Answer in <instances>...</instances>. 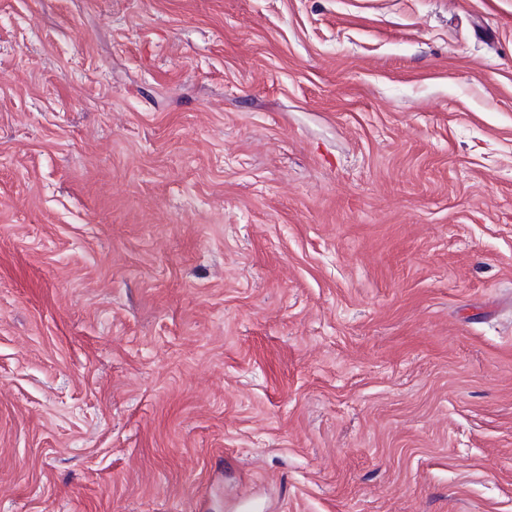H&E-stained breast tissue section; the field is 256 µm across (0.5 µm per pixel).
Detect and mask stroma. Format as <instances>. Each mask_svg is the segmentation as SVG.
Instances as JSON below:
<instances>
[{
	"instance_id": "stroma-1",
	"label": "stroma",
	"mask_w": 512,
	"mask_h": 512,
	"mask_svg": "<svg viewBox=\"0 0 512 512\" xmlns=\"http://www.w3.org/2000/svg\"><path fill=\"white\" fill-rule=\"evenodd\" d=\"M512 512V0H0V512Z\"/></svg>"
}]
</instances>
